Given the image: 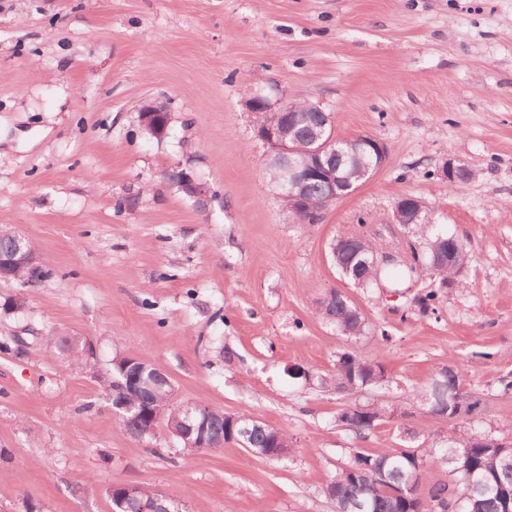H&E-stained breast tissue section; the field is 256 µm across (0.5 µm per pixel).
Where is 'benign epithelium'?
<instances>
[{
  "instance_id": "1",
  "label": "benign epithelium",
  "mask_w": 512,
  "mask_h": 512,
  "mask_svg": "<svg viewBox=\"0 0 512 512\" xmlns=\"http://www.w3.org/2000/svg\"><path fill=\"white\" fill-rule=\"evenodd\" d=\"M246 107L248 111L261 115L270 112L274 114L276 120L286 113L296 111L294 105L273 98L262 88L253 92L246 102ZM139 120L147 133L160 139L167 133L171 120L170 110L163 102L148 103L139 108ZM257 135L267 149L271 150L270 157L278 159L287 168L290 190L286 195L279 192L277 196L288 197L290 210L296 214L300 222L309 223L317 219V212L307 209L301 194L303 187L308 183L320 182L326 187V197L322 200L324 207L341 198L338 193L341 178L333 160V146L338 141L335 131H330L327 138L321 142H312L308 148V155L315 158V161L307 164H299L293 159L297 154V147L288 141L286 133L278 130V126L261 122L257 126ZM180 173L181 181L178 187L192 198L198 207H207L212 199L208 185L199 181L185 168L180 170ZM442 175L450 183H459L468 179L471 172L450 158L442 166ZM423 211L424 203L421 198L404 195L394 204L395 223L413 224L420 219ZM12 237L15 240L14 248L6 253L0 252V281L10 282L18 279L29 287L38 285L46 276L42 257L25 237L17 233L12 234ZM112 365L122 368V378L113 379L112 395L108 397L116 415L130 410L128 395L131 391H137L141 397H150L161 387L172 386L165 372L135 357H117L112 360ZM209 414L210 409L207 406L190 403L186 406V422L183 423V427L179 430L170 427L168 431L187 448H210L212 443L207 436Z\"/></svg>"
}]
</instances>
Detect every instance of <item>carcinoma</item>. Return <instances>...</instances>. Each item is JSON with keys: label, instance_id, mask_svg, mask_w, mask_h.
Wrapping results in <instances>:
<instances>
[{"label": "carcinoma", "instance_id": "obj_1", "mask_svg": "<svg viewBox=\"0 0 512 512\" xmlns=\"http://www.w3.org/2000/svg\"><path fill=\"white\" fill-rule=\"evenodd\" d=\"M312 133L311 124L304 116L291 127V136L298 142L297 158L300 160L304 159ZM361 159L370 161L372 157L366 150L359 151L356 156L345 150L336 154L340 175L349 178L353 187L365 182L360 177ZM414 233L418 238L407 242L403 252L393 254L384 251L374 234L362 225L357 233L351 235L356 251L340 254L336 262L341 267H359L357 283L362 286L379 281L386 271H397L405 279L426 283L415 303L420 313L433 314L441 291L463 286L459 274L466 265L468 254L457 237L433 232V225L424 218L414 225ZM319 313L341 335L349 338L364 335L368 328L363 314L339 291L332 306L319 309ZM47 342L51 349L77 366L87 368L95 365V361L86 356L82 342L69 343L65 336L49 337ZM385 374L381 361L363 358L354 351L336 355L334 381L336 390L341 393L355 395L377 388L385 382ZM151 410L160 413L175 429L181 427L186 418L185 411L170 400L165 389L152 399ZM395 415L397 411L377 406L352 423L349 431L361 438L380 421ZM210 417L211 436L218 449L230 433L231 424L219 408H210ZM139 422L138 401L132 403L129 413L116 419L119 427L129 434L137 432ZM487 440V436L477 432L450 435L446 445L434 449V458L441 463L448 456L455 458L449 465L454 480L433 485L421 503L399 494L408 485L421 481L423 458L416 449L387 448L373 454L370 468L361 475L349 471L355 465L352 460L322 486L321 492L335 503L336 512H344L349 502L363 504V512H506L504 495L512 497V451L492 447Z\"/></svg>", "mask_w": 512, "mask_h": 512}]
</instances>
